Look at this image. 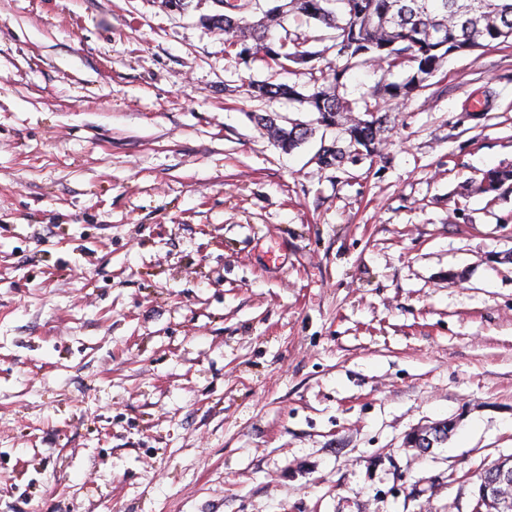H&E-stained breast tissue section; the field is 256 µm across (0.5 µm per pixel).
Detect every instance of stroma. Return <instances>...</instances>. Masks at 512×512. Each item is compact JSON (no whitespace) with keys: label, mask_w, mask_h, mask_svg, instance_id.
Masks as SVG:
<instances>
[{"label":"stroma","mask_w":512,"mask_h":512,"mask_svg":"<svg viewBox=\"0 0 512 512\" xmlns=\"http://www.w3.org/2000/svg\"><path fill=\"white\" fill-rule=\"evenodd\" d=\"M161 0H0V512H471L512 456V43L451 55L372 156ZM348 70L374 103L399 81ZM449 420L429 451L408 434ZM247 116L255 126L267 132L275 147L284 152L298 148L312 134L311 124L297 120L258 112L248 113ZM508 181H512V169H491L484 173L478 190L491 195L497 193Z\"/></svg>","instance_id":"1"}]
</instances>
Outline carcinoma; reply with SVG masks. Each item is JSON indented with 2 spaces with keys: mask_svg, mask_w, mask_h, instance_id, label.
<instances>
[{
  "mask_svg": "<svg viewBox=\"0 0 512 512\" xmlns=\"http://www.w3.org/2000/svg\"><path fill=\"white\" fill-rule=\"evenodd\" d=\"M222 2L224 12L203 15L200 22L224 32L228 48L242 45L251 55L282 69L291 63H308L314 54L292 51L283 40L271 41V23L294 14L326 29L321 40L330 42L329 48L344 64L323 85L306 95L288 84L255 81L251 95L259 101L285 98L299 102L317 114L318 125L343 131L348 147L359 155L377 152L391 118L379 103L358 113L354 102L336 93L335 85L346 70L372 62L406 70L402 82L379 90L383 99L403 101L425 88L416 79L431 77L462 47L472 51L501 44L512 33V0H287L286 10L276 4L255 22L239 16L244 8L239 0ZM248 118L284 152L298 148L312 134L310 125L289 118L258 112L248 113ZM508 181H512V169H491L483 174L478 190L491 195Z\"/></svg>",
  "mask_w": 512,
  "mask_h": 512,
  "instance_id": "cac0c4a2",
  "label": "carcinoma"
}]
</instances>
